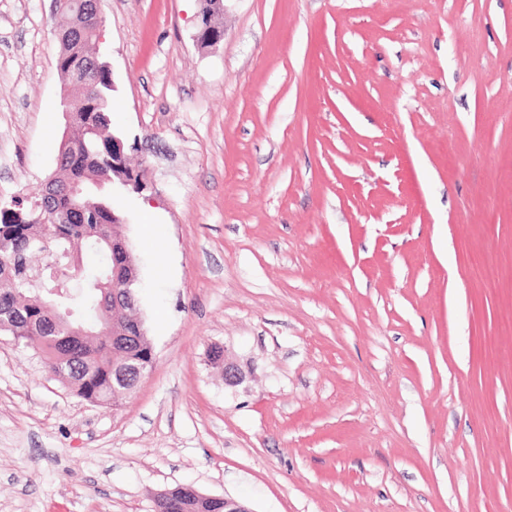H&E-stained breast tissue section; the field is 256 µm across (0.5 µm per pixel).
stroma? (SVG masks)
Wrapping results in <instances>:
<instances>
[{"label": "stroma", "instance_id": "obj_1", "mask_svg": "<svg viewBox=\"0 0 512 512\" xmlns=\"http://www.w3.org/2000/svg\"><path fill=\"white\" fill-rule=\"evenodd\" d=\"M199 11L101 0L155 360L115 408L0 334V512H512V0ZM53 26L0 0L2 200L55 166ZM202 7L200 10V22L197 28V32L194 35V40L197 46H201V37L204 32L213 30L215 14L223 10V0H202ZM209 360L212 365L224 370V382L233 385L242 379L238 367L226 357L225 350L221 346H213L209 352Z\"/></svg>", "mask_w": 512, "mask_h": 512}]
</instances>
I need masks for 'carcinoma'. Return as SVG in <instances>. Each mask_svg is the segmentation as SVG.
Segmentation results:
<instances>
[{
  "label": "carcinoma",
  "mask_w": 512,
  "mask_h": 512,
  "mask_svg": "<svg viewBox=\"0 0 512 512\" xmlns=\"http://www.w3.org/2000/svg\"><path fill=\"white\" fill-rule=\"evenodd\" d=\"M87 0H63L58 26L65 29ZM97 37L92 31L73 35L61 49L57 68L67 86L73 88L67 107L74 111L69 141L58 151L54 177V195L49 203L42 196H13L0 201L1 209L10 210L15 220L0 221V255L8 263L0 265V313L11 316L0 321V333L13 336L19 343L32 339L31 333L52 314L58 321V345H46L44 364L50 375L61 381L80 398L114 404L121 399L123 387L112 382L113 368L124 361L152 366L154 357L147 353V341L126 346L112 343V337L93 333L96 303L112 290V276L123 278L127 269L122 260L112 259L105 248H91L89 243L114 224L112 215H120L113 205L112 184L98 188L99 182L115 176L117 163L128 162L126 149L118 146L112 131L114 103L112 72L96 55ZM86 249L95 258L92 268L107 270L102 287L89 288L75 299L58 298L51 312L35 306L39 293L37 282L30 279L33 257L45 253L53 257L59 247ZM84 324L90 333L68 335L67 327Z\"/></svg>",
  "instance_id": "cac0c4a2"
}]
</instances>
